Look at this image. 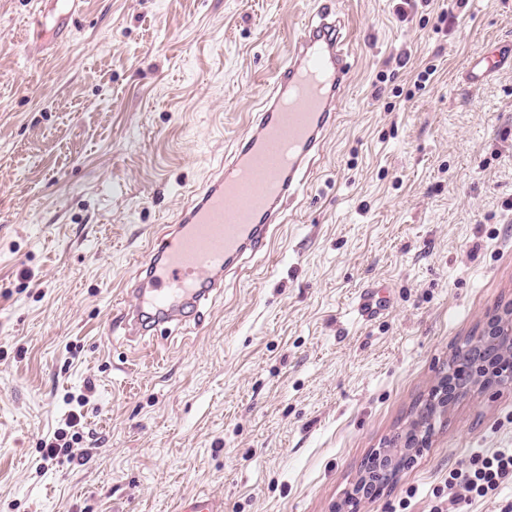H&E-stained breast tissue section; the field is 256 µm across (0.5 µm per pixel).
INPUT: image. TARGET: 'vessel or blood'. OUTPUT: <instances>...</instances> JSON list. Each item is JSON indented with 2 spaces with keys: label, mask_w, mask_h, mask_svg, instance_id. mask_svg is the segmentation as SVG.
Returning a JSON list of instances; mask_svg holds the SVG:
<instances>
[{
  "label": "vessel or blood",
  "mask_w": 512,
  "mask_h": 512,
  "mask_svg": "<svg viewBox=\"0 0 512 512\" xmlns=\"http://www.w3.org/2000/svg\"><path fill=\"white\" fill-rule=\"evenodd\" d=\"M348 74L340 22L319 9L299 30L234 152L147 253V277L128 288L135 302L122 312L125 332L141 336L146 325L181 321L182 301L206 306L227 276L268 250L336 123L334 104ZM178 512L223 507L199 494L182 500Z\"/></svg>",
  "instance_id": "b4317fda"
}]
</instances>
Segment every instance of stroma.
<instances>
[{"label":"stroma","instance_id":"stroma-1","mask_svg":"<svg viewBox=\"0 0 512 512\" xmlns=\"http://www.w3.org/2000/svg\"><path fill=\"white\" fill-rule=\"evenodd\" d=\"M350 72L266 253L127 338L125 282L230 153L314 0H0V512H332L512 300V0H333ZM509 60L474 79V52ZM387 307L362 322L363 289ZM71 455L42 458L69 414ZM512 448L458 401L360 512H430ZM222 506L215 498L199 494L182 500L178 505V512H222Z\"/></svg>","mask_w":512,"mask_h":512}]
</instances>
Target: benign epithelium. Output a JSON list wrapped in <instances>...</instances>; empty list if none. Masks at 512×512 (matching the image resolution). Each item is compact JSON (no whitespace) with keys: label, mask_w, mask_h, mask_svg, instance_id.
<instances>
[{"label":"benign epithelium","mask_w":512,"mask_h":512,"mask_svg":"<svg viewBox=\"0 0 512 512\" xmlns=\"http://www.w3.org/2000/svg\"><path fill=\"white\" fill-rule=\"evenodd\" d=\"M512 385V303L485 316L479 336L453 348L448 365L438 372L424 407L405 436L390 440L392 448L374 451L365 461L359 481L348 493L346 505L361 503L392 486L401 469L413 460L410 451L421 452L428 444L426 428L448 412V407L468 395Z\"/></svg>","instance_id":"benign-epithelium-1"}]
</instances>
